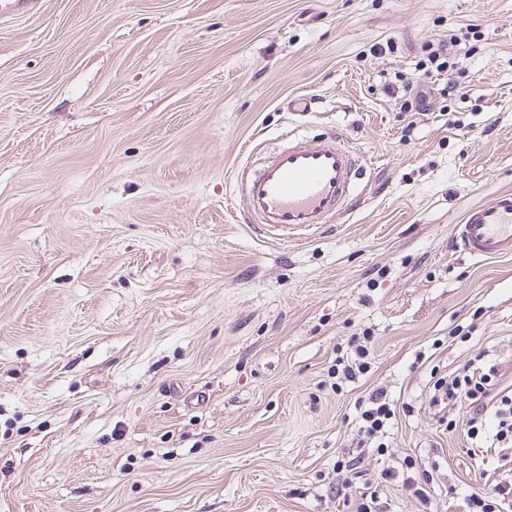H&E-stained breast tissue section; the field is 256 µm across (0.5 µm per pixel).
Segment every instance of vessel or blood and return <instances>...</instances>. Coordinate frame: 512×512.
Returning a JSON list of instances; mask_svg holds the SVG:
<instances>
[{
    "label": "vessel or blood",
    "instance_id": "b4317fda",
    "mask_svg": "<svg viewBox=\"0 0 512 512\" xmlns=\"http://www.w3.org/2000/svg\"><path fill=\"white\" fill-rule=\"evenodd\" d=\"M43 0H0V23L38 14ZM363 158L336 131L310 141L288 134L281 146L236 175L243 218L269 236L313 234L347 213L359 195ZM459 252L476 259L512 255V192L470 208L455 227Z\"/></svg>",
    "mask_w": 512,
    "mask_h": 512
}]
</instances>
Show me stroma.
<instances>
[{
  "label": "stroma",
  "mask_w": 512,
  "mask_h": 512,
  "mask_svg": "<svg viewBox=\"0 0 512 512\" xmlns=\"http://www.w3.org/2000/svg\"><path fill=\"white\" fill-rule=\"evenodd\" d=\"M449 38L435 69L421 45ZM330 128L370 162L357 207L311 236L243 223L251 150ZM500 190L512 0H44L0 24V512H350L406 458L428 500L386 483L383 512H465L512 450L472 456L429 397L479 352L512 367V256L453 246ZM365 330L369 371L333 390ZM377 386L388 446L340 468Z\"/></svg>",
  "instance_id": "stroma-1"
}]
</instances>
